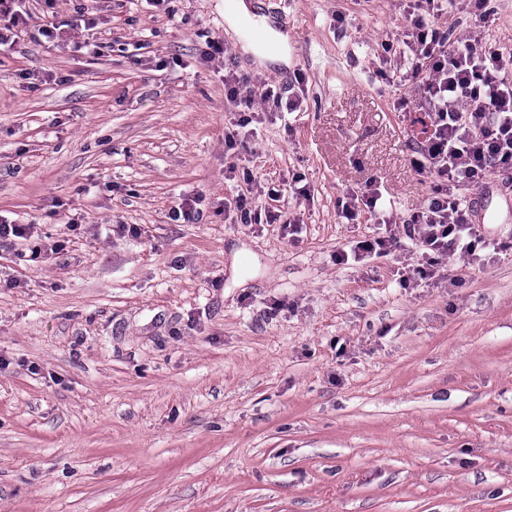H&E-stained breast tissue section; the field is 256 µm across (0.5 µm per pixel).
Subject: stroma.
Segmentation results:
<instances>
[{
    "label": "stroma",
    "mask_w": 512,
    "mask_h": 512,
    "mask_svg": "<svg viewBox=\"0 0 512 512\" xmlns=\"http://www.w3.org/2000/svg\"><path fill=\"white\" fill-rule=\"evenodd\" d=\"M224 3L26 0L0 48V220L59 247L0 246V512H512V173L481 191L498 249L442 280L402 287L403 241L336 263L385 231L343 191L399 222L432 193L383 62L403 6L259 0L290 56L263 67ZM228 63L302 101L232 149ZM381 196L378 193L377 188L372 189V185L365 186L358 192L348 193L341 201L342 212L345 217L350 220H355L362 211H366L370 214L376 213L377 202Z\"/></svg>",
    "instance_id": "obj_1"
}]
</instances>
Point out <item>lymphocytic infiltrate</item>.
Instances as JSON below:
<instances>
[{
  "mask_svg": "<svg viewBox=\"0 0 512 512\" xmlns=\"http://www.w3.org/2000/svg\"><path fill=\"white\" fill-rule=\"evenodd\" d=\"M490 2L478 0L472 34L459 42L438 24L455 0H405L401 42L408 57L399 84L415 92L433 127L414 161L418 172L432 177V194L404 226L406 238L421 251L413 271L419 280L439 277L450 256L471 257L477 248H490L472 219L470 195L489 175L512 170V51L489 47L480 36ZM224 95L230 112L281 101L275 84L265 83L258 95L249 78L233 72L224 75Z\"/></svg>",
  "mask_w": 512,
  "mask_h": 512,
  "instance_id": "f902f5d3",
  "label": "lymphocytic infiltrate"
}]
</instances>
